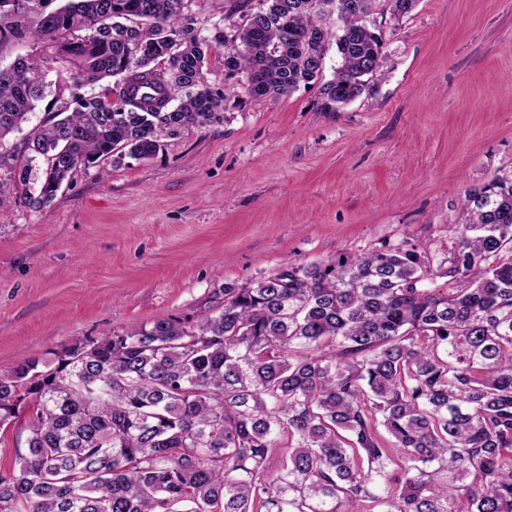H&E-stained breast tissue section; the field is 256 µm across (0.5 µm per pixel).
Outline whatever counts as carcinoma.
<instances>
[{
  "label": "carcinoma",
  "instance_id": "carcinoma-1",
  "mask_svg": "<svg viewBox=\"0 0 512 512\" xmlns=\"http://www.w3.org/2000/svg\"><path fill=\"white\" fill-rule=\"evenodd\" d=\"M12 2L0 50L41 49L0 68V204L20 185L45 207L81 166L152 159L223 121L212 47L247 96L280 98L321 75L335 38L326 112L361 95L384 48L372 0H262L220 37L184 0ZM466 209L447 251L384 241L290 263L224 287L213 313L85 336L0 375V427L27 431L0 512H512V183Z\"/></svg>",
  "mask_w": 512,
  "mask_h": 512
}]
</instances>
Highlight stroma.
<instances>
[{"mask_svg": "<svg viewBox=\"0 0 512 512\" xmlns=\"http://www.w3.org/2000/svg\"><path fill=\"white\" fill-rule=\"evenodd\" d=\"M363 94L321 111L318 84L255 100L148 161L76 169L51 206L0 204V374L85 336L219 305L294 262L448 227L512 179V0H418Z\"/></svg>", "mask_w": 512, "mask_h": 512, "instance_id": "1", "label": "stroma"}]
</instances>
